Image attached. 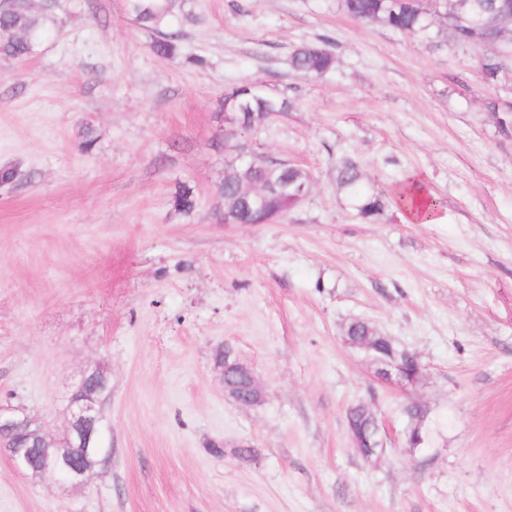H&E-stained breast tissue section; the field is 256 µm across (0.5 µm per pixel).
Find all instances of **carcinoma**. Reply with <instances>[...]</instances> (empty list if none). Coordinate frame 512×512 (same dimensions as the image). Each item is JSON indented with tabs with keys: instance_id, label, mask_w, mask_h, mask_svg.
<instances>
[{
	"instance_id": "obj_1",
	"label": "carcinoma",
	"mask_w": 512,
	"mask_h": 512,
	"mask_svg": "<svg viewBox=\"0 0 512 512\" xmlns=\"http://www.w3.org/2000/svg\"><path fill=\"white\" fill-rule=\"evenodd\" d=\"M341 8L351 17L365 22H374L393 31L408 34L434 47H466L483 44L490 52L482 58L481 73L489 82L496 81L504 70L503 58L496 48L506 43L512 35V0H440L439 11L423 13L400 4V0H340ZM58 7L55 0L44 3L41 11L33 9L31 0H22L15 8L0 12V56L7 59L29 58L45 32L44 19ZM129 14L140 26L153 32L151 50L159 57L172 55L176 39L162 31L168 24L171 10L166 0H129ZM335 56L326 47L303 44L296 47L289 60L291 69L309 77L319 78L335 67ZM295 106V101L280 92L261 90L249 82L238 83L224 89L218 100L216 112L224 115V122L240 128L254 121H270L282 117ZM336 191L345 196L358 215L368 221L375 220L386 204L378 194L366 188L360 161L353 155L336 158L334 168ZM271 178L274 183H288V198L270 189L268 199L270 211L283 215L295 208L296 186L313 183L309 171L298 166H282L270 162L266 168L257 167L245 171V163L238 154L231 153L224 164V177L215 186L218 195L224 198V211L231 219L243 223L255 217L243 206L241 190L252 186V181ZM178 209L190 213L195 207L193 191L183 186L173 197ZM345 342L356 348L368 343L371 351L366 353L373 361H386L408 375L420 372L417 357L399 350L392 340L378 333L374 326L364 320H352L343 331ZM412 418L409 442L414 445L423 439L420 422L425 411L417 406L407 409ZM347 422L351 436L365 435L355 450L365 459L371 457L370 445L381 438L376 432V417L364 405H356L348 411Z\"/></svg>"
}]
</instances>
